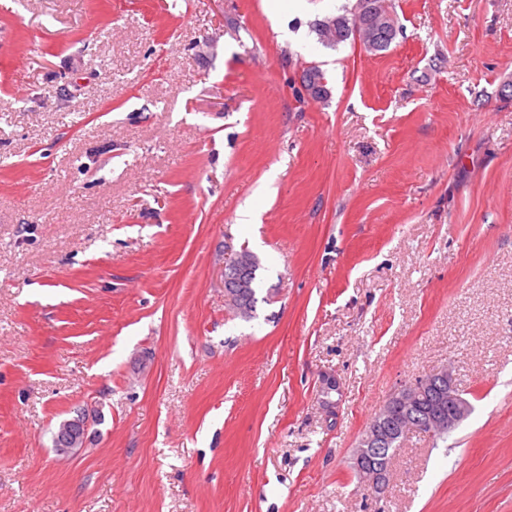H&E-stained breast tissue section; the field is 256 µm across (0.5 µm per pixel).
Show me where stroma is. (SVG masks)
Masks as SVG:
<instances>
[{
  "label": "stroma",
  "instance_id": "obj_1",
  "mask_svg": "<svg viewBox=\"0 0 512 512\" xmlns=\"http://www.w3.org/2000/svg\"><path fill=\"white\" fill-rule=\"evenodd\" d=\"M267 2L0 0V512H512V0H393L377 56ZM446 366L471 415L373 495ZM248 250L247 248H245ZM248 255H250L254 260H256V277L252 279L251 288L247 287V281L251 275V269L249 267V263L246 257L243 255L241 251H233L227 250L226 256L224 258V285L225 288H242L243 294L241 303L238 307H232L235 311L234 315L244 318L250 319L253 316V313L256 309V303L258 302L257 298V288L258 285V269L259 264L256 256L249 250L245 251ZM224 288V289H225ZM406 417H401L396 420L391 428L379 427L377 424L371 428L367 435L363 436L356 449L354 457V467L358 471L359 479L368 483L374 490L379 493L385 490L387 485V475L378 473L373 469L372 460L378 448L377 445L382 441H387L391 433L400 427Z\"/></svg>",
  "mask_w": 512,
  "mask_h": 512
}]
</instances>
